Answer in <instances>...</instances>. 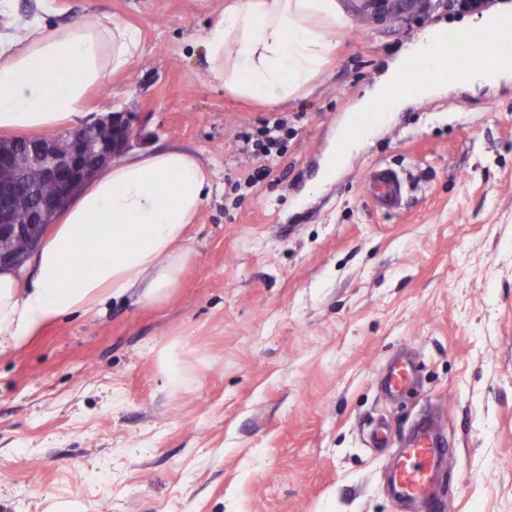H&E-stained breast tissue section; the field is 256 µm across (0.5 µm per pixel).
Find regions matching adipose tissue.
I'll list each match as a JSON object with an SVG mask.
<instances>
[{
  "label": "adipose tissue",
  "mask_w": 512,
  "mask_h": 512,
  "mask_svg": "<svg viewBox=\"0 0 512 512\" xmlns=\"http://www.w3.org/2000/svg\"><path fill=\"white\" fill-rule=\"evenodd\" d=\"M54 0L24 21L0 0V134L53 133L85 115L91 94L128 75L144 48L140 27L114 16L58 28L45 23ZM340 0H224L202 39L206 78L235 99L277 108L307 90L347 27ZM484 57L478 79L512 72V10L470 26ZM437 30L397 61L358 109L384 119L406 100L437 92L456 76L437 49ZM212 189L210 172L179 149L142 152L103 168L70 203L27 267L0 271V354L25 348L45 327L134 295L170 299L193 263L190 229ZM85 258L75 282L64 270Z\"/></svg>",
  "instance_id": "1"
}]
</instances>
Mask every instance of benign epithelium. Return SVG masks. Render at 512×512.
Returning <instances> with one entry per match:
<instances>
[{
	"label": "benign epithelium",
	"mask_w": 512,
	"mask_h": 512,
	"mask_svg": "<svg viewBox=\"0 0 512 512\" xmlns=\"http://www.w3.org/2000/svg\"><path fill=\"white\" fill-rule=\"evenodd\" d=\"M133 127L125 112L62 136L0 138V267H18L41 242L56 213L103 165L130 146ZM51 184L55 192L42 194Z\"/></svg>",
	"instance_id": "obj_1"
}]
</instances>
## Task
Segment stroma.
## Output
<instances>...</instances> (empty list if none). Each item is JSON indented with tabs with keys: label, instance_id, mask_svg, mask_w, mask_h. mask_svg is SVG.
Segmentation results:
<instances>
[{
	"label": "stroma",
	"instance_id": "obj_1",
	"mask_svg": "<svg viewBox=\"0 0 512 512\" xmlns=\"http://www.w3.org/2000/svg\"><path fill=\"white\" fill-rule=\"evenodd\" d=\"M342 2L330 64L271 109L205 79L224 0H57L54 25L143 31L91 116L129 113L133 152H190L213 187L167 302L111 301L0 355V512H402L360 424L385 416L397 444L429 407L454 450L449 512H512V75L408 103L320 184L366 88L426 29L474 19ZM282 116L287 147L249 184L239 136ZM378 162L405 180L397 213L366 196ZM402 350L418 380L391 401L375 377Z\"/></svg>",
	"mask_w": 512,
	"mask_h": 512
}]
</instances>
